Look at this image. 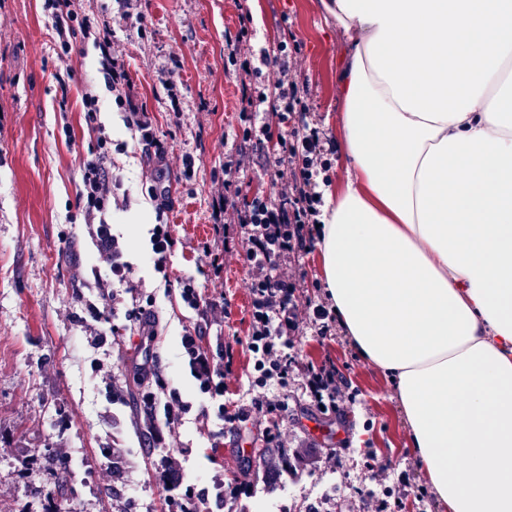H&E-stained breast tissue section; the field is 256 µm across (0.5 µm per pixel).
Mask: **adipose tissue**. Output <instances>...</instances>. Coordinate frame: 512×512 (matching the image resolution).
Returning a JSON list of instances; mask_svg holds the SVG:
<instances>
[{"mask_svg":"<svg viewBox=\"0 0 512 512\" xmlns=\"http://www.w3.org/2000/svg\"><path fill=\"white\" fill-rule=\"evenodd\" d=\"M343 35L319 253L448 512H512V0H320Z\"/></svg>","mask_w":512,"mask_h":512,"instance_id":"ef3b65f1","label":"adipose tissue"}]
</instances>
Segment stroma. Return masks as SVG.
<instances>
[{"instance_id": "1", "label": "stroma", "mask_w": 512, "mask_h": 512, "mask_svg": "<svg viewBox=\"0 0 512 512\" xmlns=\"http://www.w3.org/2000/svg\"><path fill=\"white\" fill-rule=\"evenodd\" d=\"M120 0H74L79 14L108 24L112 49L124 60L132 93L147 109L166 150L165 200L152 197L154 169L138 136L128 129L106 88L95 49H88L67 86L58 78L66 65L54 49L55 21L42 0H0V512H46L51 499L74 496L84 512H117L136 500L140 512H167L168 493L155 480L160 460L181 466L185 481L200 488L231 481L240 453L265 446L255 421L230 429L211 413L201 395L180 338L204 327L201 348L217 352L234 344L233 372L224 379L228 407L249 402L253 355L247 268L227 256L223 279L208 277V252L224 245L213 229L212 198L221 188L213 178L235 144L238 83L224 70V35L235 32L240 14L250 19L252 36L241 55L275 47L292 31L302 50L296 68L312 95L310 125L336 135V59L342 38L318 8V0H130L131 12L145 13L147 39L137 37L122 16ZM180 55L176 77L180 113L169 110L165 82L171 55ZM99 97L98 120L125 149L114 157L113 174L127 202L107 218L126 248L135 287L111 298L112 275L99 256L90 229L70 221L77 205L82 165L97 137L87 126L84 93ZM196 159L193 179L183 177L182 160ZM163 212L177 247L170 280L153 271L149 236L139 233L142 212ZM295 266L303 276L302 302L327 300L318 249L302 252ZM193 278L207 293L223 295L227 314L211 318L185 304L179 282ZM154 300L156 337L144 348V336L127 311L142 297ZM113 307L109 322L91 316L90 306ZM297 368L288 394L289 446L305 441L333 456L320 472L280 475L266 489L260 459L251 458L253 490L226 512H308L313 498L321 512H363L362 497L394 490L397 471H408L416 485L428 481L411 453L392 388L382 373L363 362L344 335L322 337L304 326L294 347ZM334 360L356 401L340 415L320 412L303 388L309 366ZM149 364L169 388L191 406L186 423L167 446L149 448L145 439L162 425V414L146 415L140 391L128 386ZM122 451L117 467L104 466L101 452ZM32 464L22 466V455ZM78 462L80 478L59 482L40 467L41 459ZM391 464L380 474L368 460Z\"/></svg>"}]
</instances>
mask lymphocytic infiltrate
<instances>
[{"label": "lymphocytic infiltrate", "instance_id": "obj_1", "mask_svg": "<svg viewBox=\"0 0 512 512\" xmlns=\"http://www.w3.org/2000/svg\"><path fill=\"white\" fill-rule=\"evenodd\" d=\"M44 8L56 20L57 55L71 57L79 39H92L101 55L112 102L122 112L125 125L138 133L145 148L156 147L158 140L148 113L131 95V76L123 60L112 51L109 28L94 29L88 16L71 10L70 0H44ZM249 23L247 15H240L236 33L225 38L224 68L239 80L240 108L235 148L224 156V193L213 199L212 206L215 231L222 233L225 241L241 242L244 249L251 294L247 345L254 359L252 382L262 388V395L228 411L222 398L224 379L232 371V343H225L223 351L213 355L200 348L199 330L186 332L181 340L199 392L230 427L255 413L268 416L287 412L288 386L296 365L291 349L301 325L314 326L321 336L331 335L336 327L332 309L322 304L312 308L302 305L300 281L287 271L292 260L310 248L319 234L322 197L316 190V179L331 169L335 152L326 146L319 128L306 121L308 86L294 65L300 42L288 35L275 50H261L258 59L240 56L238 47L250 35ZM269 113L278 115L287 127L286 133L274 134L265 119ZM273 138L278 141V149L274 155L265 156V145ZM123 149L122 143L109 136L98 138L84 163L77 208L85 223L96 226L98 249L110 264L113 283L127 286L132 265L124 258L123 243L105 220L115 197L112 155ZM250 153L264 155L266 166L287 173L278 201L264 196L241 200L236 176L243 157ZM305 387L315 406L335 414L352 398L342 371L331 360L307 368Z\"/></svg>", "mask_w": 512, "mask_h": 512}]
</instances>
